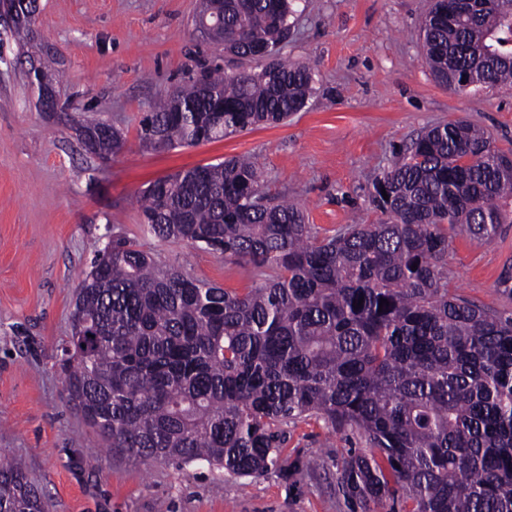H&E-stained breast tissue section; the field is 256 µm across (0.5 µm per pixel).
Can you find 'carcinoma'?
Listing matches in <instances>:
<instances>
[{
    "mask_svg": "<svg viewBox=\"0 0 512 512\" xmlns=\"http://www.w3.org/2000/svg\"><path fill=\"white\" fill-rule=\"evenodd\" d=\"M218 9L224 52L254 68L177 88L140 120L143 143L198 145L305 107L309 67L256 58L287 38L291 0ZM30 13L37 0L14 23L20 38ZM421 30L448 88L512 83V0H434ZM83 133L102 159L123 148L106 123ZM372 204L386 219L321 238L297 205L265 200L248 157L156 180L140 199L148 231L234 259L256 282L228 291L112 238L76 290L70 403L116 455L244 477L276 463L289 422L314 416L365 442L336 462L365 512L399 495L407 512H512V313L448 295L443 228L497 240L512 223V156L466 122L433 127L376 177ZM0 512H48L14 460L0 459Z\"/></svg>",
    "mask_w": 512,
    "mask_h": 512,
    "instance_id": "cac0c4a2",
    "label": "carcinoma"
}]
</instances>
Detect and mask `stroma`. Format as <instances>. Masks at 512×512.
<instances>
[{"instance_id":"1","label":"stroma","mask_w":512,"mask_h":512,"mask_svg":"<svg viewBox=\"0 0 512 512\" xmlns=\"http://www.w3.org/2000/svg\"><path fill=\"white\" fill-rule=\"evenodd\" d=\"M201 0H40L25 43L0 24V455L21 460L50 512H362L338 489L336 461L364 450L323 421L288 425L277 468L240 477L205 463L106 454L67 400L61 360L78 284L109 235L223 288L255 280L233 259L151 235L136 200L156 179L251 156L267 198L300 204L320 235L373 224L375 177L428 129L466 121L512 153V86L449 91L425 63L420 20L431 0H295L280 57L309 66L315 92L285 123L197 146L153 148L145 113L177 85L218 67L249 69L197 25ZM50 58L44 109L32 62ZM119 129L123 150L90 153L79 126ZM512 264V224L495 245L448 232V292L512 312L498 279Z\"/></svg>"}]
</instances>
